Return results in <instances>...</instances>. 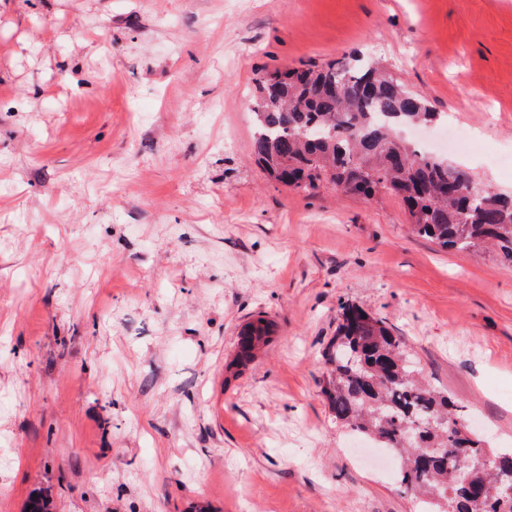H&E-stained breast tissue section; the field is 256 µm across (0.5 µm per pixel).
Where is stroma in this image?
I'll use <instances>...</instances> for the list:
<instances>
[{
	"mask_svg": "<svg viewBox=\"0 0 512 512\" xmlns=\"http://www.w3.org/2000/svg\"><path fill=\"white\" fill-rule=\"evenodd\" d=\"M353 52L512 192V0H0V512H418L322 394L344 303L512 449V266L253 156L256 78ZM272 334V325L265 319L247 323L239 333V363L247 364L254 356V351L264 346ZM241 336V337H240Z\"/></svg>",
	"mask_w": 512,
	"mask_h": 512,
	"instance_id": "stroma-1",
	"label": "stroma"
}]
</instances>
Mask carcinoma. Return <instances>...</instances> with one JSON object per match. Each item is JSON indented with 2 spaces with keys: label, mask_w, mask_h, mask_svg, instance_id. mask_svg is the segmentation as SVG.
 Masks as SVG:
<instances>
[{
  "label": "carcinoma",
  "mask_w": 512,
  "mask_h": 512,
  "mask_svg": "<svg viewBox=\"0 0 512 512\" xmlns=\"http://www.w3.org/2000/svg\"><path fill=\"white\" fill-rule=\"evenodd\" d=\"M256 91L253 152L276 182L303 194L397 198L416 234L456 251L491 245L512 265V195L398 135V128L431 123L437 113L387 67L352 57L321 68L275 69L256 80ZM340 310L336 335L321 354L330 366L322 394L336 421L413 457L414 467L400 469V484L425 498L428 512H473L472 492L453 479L464 448L484 493L482 512H512L496 484L512 473V453L492 452L462 423L448 395L416 375L385 322L354 304ZM271 334L262 318L246 324L239 362H250Z\"/></svg>",
  "instance_id": "cac0c4a2"
}]
</instances>
